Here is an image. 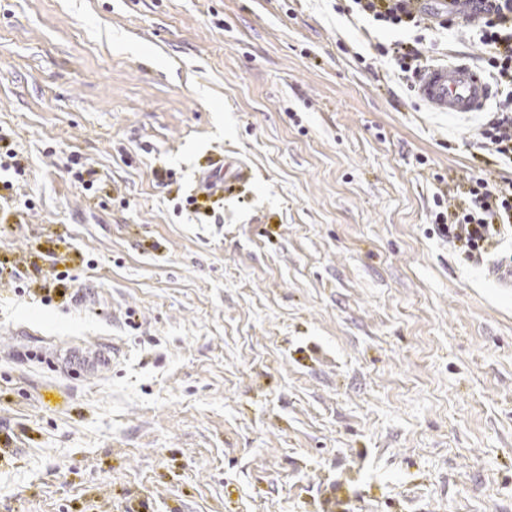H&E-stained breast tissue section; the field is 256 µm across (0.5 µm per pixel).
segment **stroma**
Here are the masks:
<instances>
[{"label":"stroma","mask_w":512,"mask_h":512,"mask_svg":"<svg viewBox=\"0 0 512 512\" xmlns=\"http://www.w3.org/2000/svg\"><path fill=\"white\" fill-rule=\"evenodd\" d=\"M350 6L0 0V152L36 203L0 261L70 274L48 304L0 280V512H512V288L435 226L512 164ZM224 155L248 180L192 206ZM110 340L98 377L45 359Z\"/></svg>","instance_id":"stroma-1"}]
</instances>
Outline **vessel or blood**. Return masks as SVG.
Returning <instances> with one entry per match:
<instances>
[{
    "label": "vessel or blood",
    "instance_id": "1",
    "mask_svg": "<svg viewBox=\"0 0 512 512\" xmlns=\"http://www.w3.org/2000/svg\"><path fill=\"white\" fill-rule=\"evenodd\" d=\"M410 7L432 22L476 20L486 11L480 0H410ZM414 91L426 111L468 116L485 107L492 95V85L484 71L452 54L425 68ZM244 174L241 166L227 160L221 163L218 172L206 176L202 184L207 190L216 192ZM120 354L121 348L117 345L109 349L80 344L68 347L62 362L70 374L91 377L108 369L113 358Z\"/></svg>",
    "mask_w": 512,
    "mask_h": 512
}]
</instances>
